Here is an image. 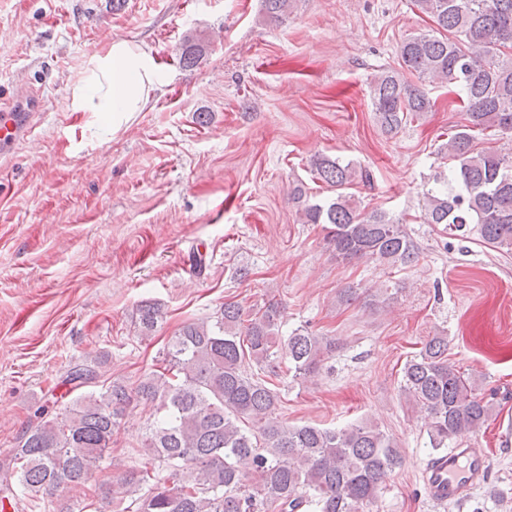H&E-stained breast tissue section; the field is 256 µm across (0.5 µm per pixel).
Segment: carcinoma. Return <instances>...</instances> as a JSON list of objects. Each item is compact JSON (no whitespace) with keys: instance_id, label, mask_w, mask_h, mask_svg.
I'll return each instance as SVG.
<instances>
[{"instance_id":"carcinoma-1","label":"carcinoma","mask_w":512,"mask_h":512,"mask_svg":"<svg viewBox=\"0 0 512 512\" xmlns=\"http://www.w3.org/2000/svg\"><path fill=\"white\" fill-rule=\"evenodd\" d=\"M295 2L262 0V10L283 22ZM414 3L436 32H418L399 44L398 68L379 72L369 84L372 111L392 133L432 110L425 85L456 88L464 123L448 138L455 165L442 184L423 190V223L452 232L472 224L484 244L512 247V152L475 145L486 130L512 133V0ZM201 53L197 37L185 35L182 66L194 67ZM313 171L336 195L304 204L301 217L322 225L336 257L388 265L418 259L401 218L357 207L350 189L369 183L368 171L328 157L316 160ZM138 313L147 338L161 307L145 301ZM280 316L277 302L248 313L227 301L213 322L183 325L162 350L161 370L136 387L114 382L77 396L61 416L28 428L11 458L0 461V506L6 498H58L84 488L127 410L143 403L156 418L142 443L145 465L120 478L128 498L121 512H372L383 477L404 460L393 437L371 422L340 429L270 422L279 392L246 367L275 375L286 355L288 375L307 378L340 346L306 327L282 338ZM106 362L102 355L75 364L65 383L75 390L97 383ZM400 391L428 414L436 451L479 430L492 413L476 382L448 362L443 335L428 339L404 364Z\"/></svg>"}]
</instances>
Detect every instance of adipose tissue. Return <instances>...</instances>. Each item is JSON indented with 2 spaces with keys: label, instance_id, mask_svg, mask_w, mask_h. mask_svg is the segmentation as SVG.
Wrapping results in <instances>:
<instances>
[{
  "label": "adipose tissue",
  "instance_id": "obj_1",
  "mask_svg": "<svg viewBox=\"0 0 512 512\" xmlns=\"http://www.w3.org/2000/svg\"><path fill=\"white\" fill-rule=\"evenodd\" d=\"M161 87V71L151 50L118 38L86 54L82 73L69 88V109L111 116L117 132L135 113L151 107Z\"/></svg>",
  "mask_w": 512,
  "mask_h": 512
}]
</instances>
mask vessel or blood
Segmentation results:
<instances>
[{"mask_svg": "<svg viewBox=\"0 0 512 512\" xmlns=\"http://www.w3.org/2000/svg\"><path fill=\"white\" fill-rule=\"evenodd\" d=\"M42 99L29 92L0 101V151L8 152L33 128L32 115L40 111ZM489 472L488 459L475 448H452L429 460L425 466L424 493L433 504H458L466 492Z\"/></svg>", "mask_w": 512, "mask_h": 512, "instance_id": "b4317fda", "label": "vessel or blood"}]
</instances>
